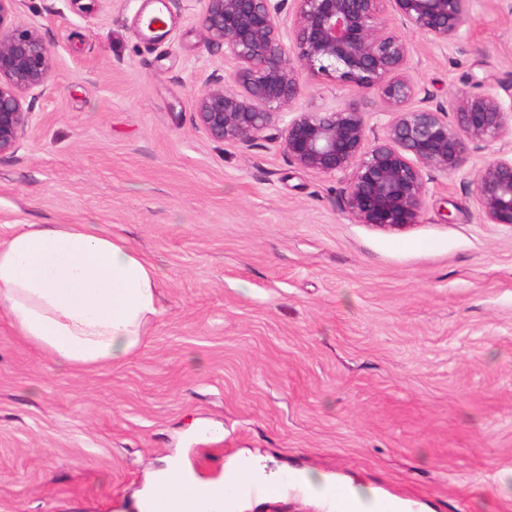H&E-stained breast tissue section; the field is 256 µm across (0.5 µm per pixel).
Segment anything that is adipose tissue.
<instances>
[{"mask_svg":"<svg viewBox=\"0 0 512 512\" xmlns=\"http://www.w3.org/2000/svg\"><path fill=\"white\" fill-rule=\"evenodd\" d=\"M0 313L61 368L120 365L143 346L160 313L157 269L125 240L91 224H20L0 240ZM244 468L269 485L284 480L252 457L228 463L216 479L174 461L156 473L137 507L147 512L164 500L177 512L179 490L188 486L216 505L230 504L231 512H247L251 496L225 499L227 484Z\"/></svg>","mask_w":512,"mask_h":512,"instance_id":"ef3b65f1","label":"adipose tissue"}]
</instances>
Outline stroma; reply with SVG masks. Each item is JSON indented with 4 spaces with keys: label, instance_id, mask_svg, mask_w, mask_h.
<instances>
[{
    "label": "stroma",
    "instance_id": "1",
    "mask_svg": "<svg viewBox=\"0 0 512 512\" xmlns=\"http://www.w3.org/2000/svg\"><path fill=\"white\" fill-rule=\"evenodd\" d=\"M155 0H23L56 64L22 147L0 157V239L92 224L156 267L161 313L127 362L63 370L0 319V512H139L176 456L213 477L248 450L400 499L412 512H512V228L483 223L475 171L434 173L416 224L345 212L342 183L280 143L212 140L193 111L223 52L202 0L163 37ZM442 49L408 30L406 74L435 101L512 80V0H471ZM382 133L375 95L307 79L296 111L341 104Z\"/></svg>",
    "mask_w": 512,
    "mask_h": 512
}]
</instances>
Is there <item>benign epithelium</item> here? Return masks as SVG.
<instances>
[{"label": "benign epithelium", "instance_id": "7a95c632", "mask_svg": "<svg viewBox=\"0 0 512 512\" xmlns=\"http://www.w3.org/2000/svg\"><path fill=\"white\" fill-rule=\"evenodd\" d=\"M23 0H0V156L15 153L28 129V93L50 89L54 50L42 31L17 23ZM198 17L207 50L232 68L214 72L193 103L214 140L242 145L261 134L280 142L298 167L345 182L344 209L359 223L401 231L417 222L432 173L461 172L471 155L512 133V83L477 80L450 107L402 75L409 45L388 20L447 48L472 25L468 0H203ZM288 13L289 44L281 14ZM326 75L377 95L390 119L370 135L353 104L325 112L281 111L303 91V75ZM418 101L416 107L410 102ZM474 195L484 223L512 228V157L486 161Z\"/></svg>", "mask_w": 512, "mask_h": 512}]
</instances>
